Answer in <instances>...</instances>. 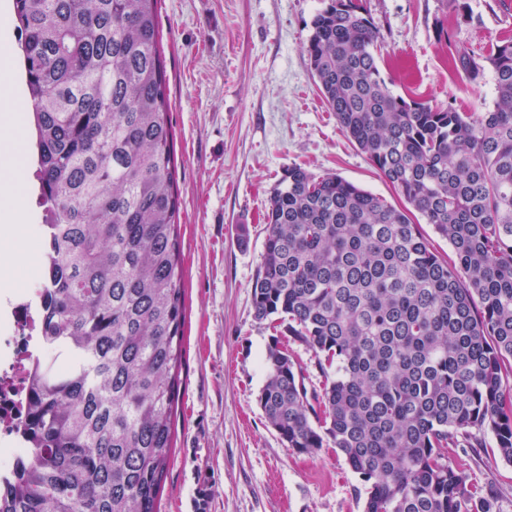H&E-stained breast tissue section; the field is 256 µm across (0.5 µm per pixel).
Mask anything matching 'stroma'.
<instances>
[{"instance_id": "35a3bbf8", "label": "stroma", "mask_w": 512, "mask_h": 512, "mask_svg": "<svg viewBox=\"0 0 512 512\" xmlns=\"http://www.w3.org/2000/svg\"><path fill=\"white\" fill-rule=\"evenodd\" d=\"M367 0L381 30L376 55L390 90L460 112L491 110L492 75L463 83L457 51L488 56L512 39V0ZM323 0H159L185 288V340L172 451L160 512H363L365 487L334 448L299 454L268 427L258 403L276 335L254 315L264 215L284 168L335 173L402 205V198L338 127L302 50ZM14 26L0 29V178L30 132L13 135L25 85ZM41 240L0 236V286L22 289L40 271ZM448 461L493 482L512 512V464L492 437L452 448Z\"/></svg>"}]
</instances>
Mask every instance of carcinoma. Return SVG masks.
I'll use <instances>...</instances> for the list:
<instances>
[{
    "label": "carcinoma",
    "instance_id": "obj_1",
    "mask_svg": "<svg viewBox=\"0 0 512 512\" xmlns=\"http://www.w3.org/2000/svg\"><path fill=\"white\" fill-rule=\"evenodd\" d=\"M158 0H14L46 271L27 457L0 512H160L184 340L182 243ZM366 0H325L303 52L343 133L397 207L334 173L285 170L268 200L259 320L312 352L308 390L281 338L258 401L287 447L330 444L364 512H497L445 449L495 437L512 463V40L486 61L489 112L394 94ZM475 83L485 67L455 58ZM448 240L438 255L412 220Z\"/></svg>",
    "mask_w": 512,
    "mask_h": 512
}]
</instances>
